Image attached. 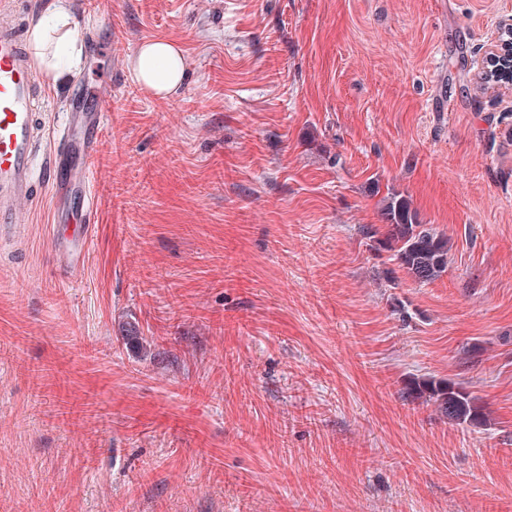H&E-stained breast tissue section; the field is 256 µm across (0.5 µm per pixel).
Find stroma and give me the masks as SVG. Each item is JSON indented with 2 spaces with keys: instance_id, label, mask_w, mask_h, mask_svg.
I'll return each instance as SVG.
<instances>
[{
  "instance_id": "obj_1",
  "label": "stroma",
  "mask_w": 512,
  "mask_h": 512,
  "mask_svg": "<svg viewBox=\"0 0 512 512\" xmlns=\"http://www.w3.org/2000/svg\"><path fill=\"white\" fill-rule=\"evenodd\" d=\"M65 6L43 118L108 133L83 264L47 201L0 246V512H512V89L477 83L512 0ZM391 191L450 240L433 282L363 234ZM131 65L137 81L159 97L172 93L184 80L183 52L168 40L141 43ZM54 225H50V237L52 243L58 248L62 261L68 266L81 264L90 243L89 224H75L79 225L78 233L67 235L64 238L57 234ZM406 393L415 399L433 402L449 421L462 424H480L484 413L475 400L456 383L432 378L413 379Z\"/></svg>"
}]
</instances>
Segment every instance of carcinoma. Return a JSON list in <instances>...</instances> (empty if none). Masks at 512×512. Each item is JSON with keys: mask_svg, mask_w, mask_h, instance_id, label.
<instances>
[{"mask_svg": "<svg viewBox=\"0 0 512 512\" xmlns=\"http://www.w3.org/2000/svg\"><path fill=\"white\" fill-rule=\"evenodd\" d=\"M381 217L384 233H378L374 227L366 228L365 235L373 240L372 248L393 253L398 268L416 283L430 282L445 271L450 249L448 237L420 223L406 196L392 193L384 197ZM406 393L434 403L452 422L480 424L484 420L482 408L453 382L415 379L406 387Z\"/></svg>", "mask_w": 512, "mask_h": 512, "instance_id": "1", "label": "carcinoma"}]
</instances>
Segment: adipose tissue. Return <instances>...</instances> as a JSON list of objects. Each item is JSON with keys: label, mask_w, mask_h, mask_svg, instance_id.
Instances as JSON below:
<instances>
[{"label": "adipose tissue", "mask_w": 512, "mask_h": 512, "mask_svg": "<svg viewBox=\"0 0 512 512\" xmlns=\"http://www.w3.org/2000/svg\"><path fill=\"white\" fill-rule=\"evenodd\" d=\"M60 32L59 46L69 58H78L79 48L72 37V23L64 7L51 6L37 19L29 32L30 48L39 68L51 82H59L66 70L59 63L50 62L46 55L48 28ZM137 81L156 96L172 93L184 80L182 50L164 39H152L139 45L131 59Z\"/></svg>", "instance_id": "obj_1"}]
</instances>
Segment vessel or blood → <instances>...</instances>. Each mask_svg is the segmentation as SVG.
I'll use <instances>...</instances> for the list:
<instances>
[{
    "label": "vessel or blood",
    "mask_w": 512,
    "mask_h": 512,
    "mask_svg": "<svg viewBox=\"0 0 512 512\" xmlns=\"http://www.w3.org/2000/svg\"><path fill=\"white\" fill-rule=\"evenodd\" d=\"M45 105L44 93L36 83L19 29L0 27V241L7 231L30 220L27 204L38 191H45L55 212L79 211L84 220L78 233L52 235L63 262L81 264L90 243L85 220L93 212L91 162L105 128L101 112H76L80 139L61 129L44 170H37V147L47 140L38 114Z\"/></svg>",
    "instance_id": "vessel-or-blood-1"
}]
</instances>
